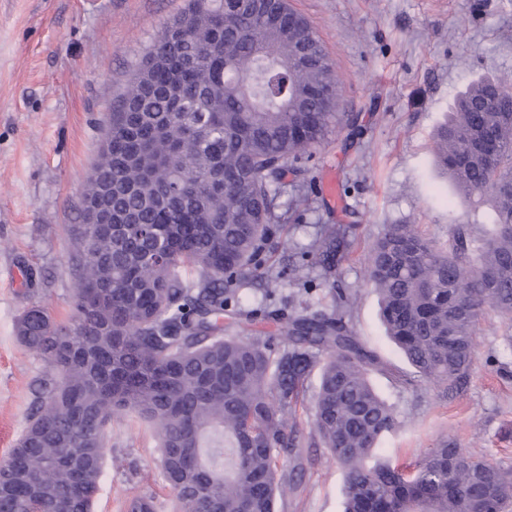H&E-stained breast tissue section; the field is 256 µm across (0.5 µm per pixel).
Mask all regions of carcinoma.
<instances>
[{"label":"carcinoma","mask_w":512,"mask_h":512,"mask_svg":"<svg viewBox=\"0 0 512 512\" xmlns=\"http://www.w3.org/2000/svg\"><path fill=\"white\" fill-rule=\"evenodd\" d=\"M509 89L505 76L471 85L434 134L437 165L494 224L446 250L389 224L369 252L387 336L444 395L470 378L482 316L512 320V97L488 104ZM338 97L326 48L288 0H188L163 25L103 120L71 226L73 322L40 306L18 319L56 378L0 463V512H91L121 412L153 428L176 512H277L288 456L303 465L288 415L317 365L316 435L343 471V512H507L512 473L493 462L446 442L408 466L379 456L396 418L369 379L379 357L348 327L351 294L331 286L329 308L276 299L285 280L309 291L310 266L329 276L349 247L333 225L299 260L272 261L283 173L304 174L343 125ZM107 186L112 223L91 224ZM248 281L265 295L246 310Z\"/></svg>","instance_id":"1"}]
</instances>
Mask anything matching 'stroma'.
<instances>
[{
  "label": "stroma",
  "instance_id": "35a3bbf8",
  "mask_svg": "<svg viewBox=\"0 0 512 512\" xmlns=\"http://www.w3.org/2000/svg\"><path fill=\"white\" fill-rule=\"evenodd\" d=\"M307 17L334 63L340 109L356 115L319 147L309 170L283 180L280 263L307 251L331 224L354 228L336 268L355 293L349 325L381 358L371 380L398 425L380 453L414 462L450 441L512 469V325L486 314L467 388L445 397L417 380L391 343L379 298L365 279L371 242L389 224H410L438 246L458 231L476 237L489 205L459 196L434 163L433 136L456 96L483 77L512 75V0H289ZM187 0H0V460L22 434L51 364L17 339L16 321L34 305L57 322L73 315L72 225L97 157L101 123L162 26ZM336 179V196L323 190ZM318 377L299 395L295 425L306 457L284 512H342L343 474L314 443ZM152 497L174 512L153 431L115 417L93 512H125L127 498Z\"/></svg>",
  "mask_w": 512,
  "mask_h": 512
}]
</instances>
